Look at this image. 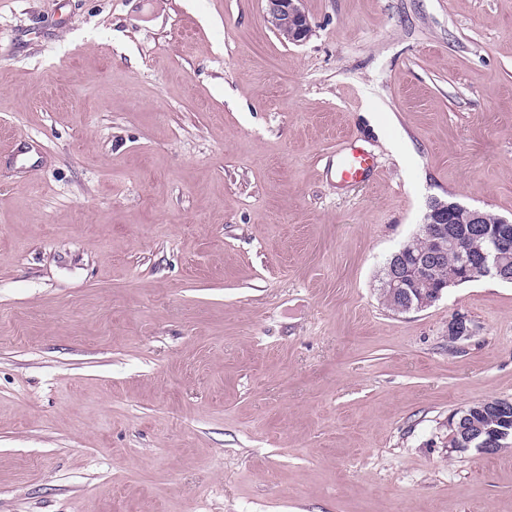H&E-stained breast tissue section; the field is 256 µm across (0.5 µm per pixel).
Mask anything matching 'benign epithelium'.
<instances>
[{
    "label": "benign epithelium",
    "mask_w": 512,
    "mask_h": 512,
    "mask_svg": "<svg viewBox=\"0 0 512 512\" xmlns=\"http://www.w3.org/2000/svg\"><path fill=\"white\" fill-rule=\"evenodd\" d=\"M303 0H265V20L277 34H285L292 44L306 41L312 27L301 7ZM485 210L468 207L456 201L434 198L428 201L423 217L421 233L429 240L431 249L415 264L404 262L407 248H402L388 265L381 291L398 297L403 303V312L423 310L445 294L451 284L435 287L404 288L406 280L432 283L437 269L438 257L453 249L462 260L464 278L491 277L503 282H512V272L505 268L504 258L512 252V217L500 216L497 226L490 230L477 229L465 238L455 237L448 231L450 224H482ZM470 333L468 321L456 316L448 322V340L455 341ZM468 415L460 421L448 420V439L456 441V447L463 451L475 449L482 456L497 454L501 449L512 446V422L501 418L492 425L470 424Z\"/></svg>",
    "instance_id": "1"
}]
</instances>
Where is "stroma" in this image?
<instances>
[{"label": "stroma", "instance_id": "1", "mask_svg": "<svg viewBox=\"0 0 512 512\" xmlns=\"http://www.w3.org/2000/svg\"><path fill=\"white\" fill-rule=\"evenodd\" d=\"M303 7L0 0V512H512L448 450L512 283L377 293L428 199L512 215V0ZM303 0H265V20L278 35L286 34L288 41L299 44L306 41L312 27L301 7ZM374 172L373 161L368 155L357 150H351L343 158L337 175L339 179L345 182H360L370 180Z\"/></svg>", "mask_w": 512, "mask_h": 512}]
</instances>
